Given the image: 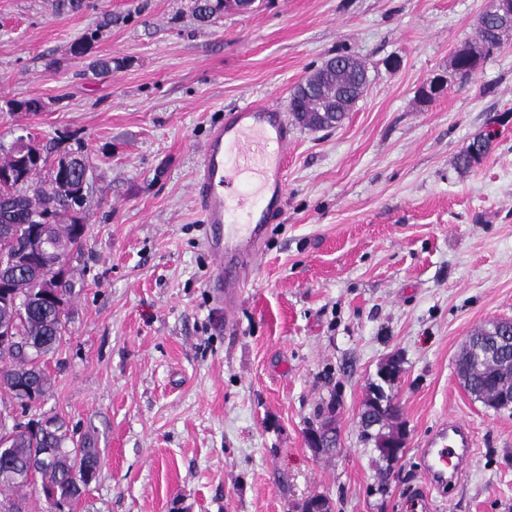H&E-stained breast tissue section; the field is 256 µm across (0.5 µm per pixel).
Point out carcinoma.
I'll return each mask as SVG.
<instances>
[{
  "label": "carcinoma",
  "instance_id": "carcinoma-1",
  "mask_svg": "<svg viewBox=\"0 0 512 512\" xmlns=\"http://www.w3.org/2000/svg\"><path fill=\"white\" fill-rule=\"evenodd\" d=\"M232 7L231 0H195L194 13L198 21L215 22ZM493 19L479 29L478 42L465 49L470 55L484 57L500 45L502 33ZM368 83L365 64L353 55L337 56L325 61L309 74L295 89L292 97V116L306 127L323 129V119L341 123V105H354L357 91ZM495 135L487 132L476 136L458 157L462 169L471 167L490 149ZM27 155L31 168L22 185L0 182V252L8 250L23 237L38 219L48 216L53 223L46 226L49 247L66 255L78 250L83 235L75 229L60 183V173L50 163L49 154L28 138ZM70 174L85 178L90 185L89 164L80 149L69 153ZM44 175L42 185L29 194V182ZM55 273L43 269L21 277L15 291L26 298L24 307L10 301L0 302V328L11 332L13 348L0 350V392L15 400L22 411L44 397L50 388V377L44 369V358L55 353L66 336V308L39 297L29 288L32 280L53 278ZM458 365L467 390L486 406L499 400L502 393L512 394V320L497 319L486 323L468 337ZM369 393L364 413L378 412L383 422L369 430L362 428L361 439L375 443L376 449L390 457L391 444L400 432L397 406L386 403L381 408ZM5 455H0V488L20 491L36 479L53 486L62 506L60 512H73L88 486L86 476L99 469L97 449L89 443L74 440L63 419L53 415L40 420L20 423Z\"/></svg>",
  "mask_w": 512,
  "mask_h": 512
}]
</instances>
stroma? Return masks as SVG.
<instances>
[{"mask_svg":"<svg viewBox=\"0 0 512 512\" xmlns=\"http://www.w3.org/2000/svg\"><path fill=\"white\" fill-rule=\"evenodd\" d=\"M488 5L256 0L202 27L193 0H0V143L30 131L93 168L68 333L29 410L99 451L74 512H300L314 495L333 512H411L417 450L451 415L475 451L431 512H512V414L474 400L455 367L474 329L512 319V32L471 77L451 67ZM343 54L365 61L367 90L334 128L292 124L283 205L226 318L194 200L200 148L245 100L288 110ZM101 57L110 75L90 69ZM437 77L444 91L422 100ZM30 99L39 111L14 110ZM489 127L490 151L457 171ZM392 358L406 444L389 464L359 419ZM333 398L336 446L311 448Z\"/></svg>","mask_w":512,"mask_h":512,"instance_id":"stroma-1","label":"stroma"}]
</instances>
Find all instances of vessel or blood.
Wrapping results in <instances>:
<instances>
[{"instance_id":"1","label":"vessel or blood","mask_w":512,"mask_h":512,"mask_svg":"<svg viewBox=\"0 0 512 512\" xmlns=\"http://www.w3.org/2000/svg\"><path fill=\"white\" fill-rule=\"evenodd\" d=\"M288 120L273 104L248 103L225 114L205 141L195 183V201L209 233L206 246L219 273L214 288L233 315L261 253L267 219L283 199ZM474 453L471 428L452 417L428 437L420 452L426 489L415 500L429 504V489L457 481Z\"/></svg>"}]
</instances>
